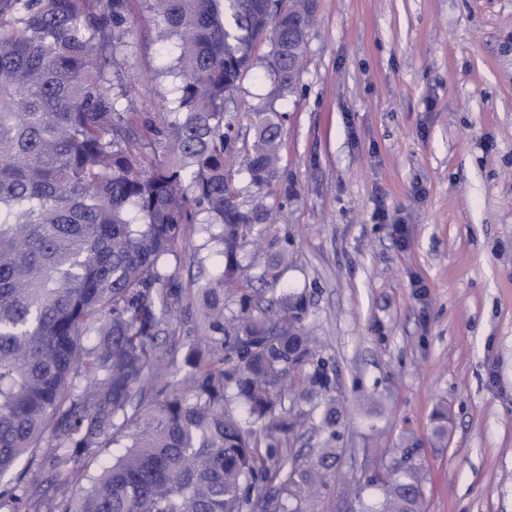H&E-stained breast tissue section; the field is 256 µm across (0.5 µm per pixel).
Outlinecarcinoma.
Wrapping results in <instances>:
<instances>
[{
	"label": "carcinoma",
	"instance_id": "obj_1",
	"mask_svg": "<svg viewBox=\"0 0 512 512\" xmlns=\"http://www.w3.org/2000/svg\"><path fill=\"white\" fill-rule=\"evenodd\" d=\"M178 54L176 118L138 121L113 71L130 47L128 0H0V512H309L337 459L331 359L307 335L304 296L259 306L239 251L267 223L226 168L224 131L255 46L272 81L247 149L251 184L277 179L316 0H146ZM157 144L163 153L148 154ZM204 212L221 227L185 394L147 382L174 363L182 302L165 258ZM306 402L292 411L285 401ZM317 417L318 465L290 436ZM407 448L375 470L382 512H423ZM88 482L77 493L15 475L21 460Z\"/></svg>",
	"mask_w": 512,
	"mask_h": 512
}]
</instances>
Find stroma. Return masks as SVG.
Returning a JSON list of instances; mask_svg holds the SVG:
<instances>
[{
    "instance_id": "obj_1",
    "label": "stroma",
    "mask_w": 512,
    "mask_h": 512,
    "mask_svg": "<svg viewBox=\"0 0 512 512\" xmlns=\"http://www.w3.org/2000/svg\"><path fill=\"white\" fill-rule=\"evenodd\" d=\"M129 13L127 89L156 119L176 48L143 0ZM305 42L297 92L274 101L264 247L240 259L258 301L307 295L308 329L336 367L342 454L310 508L379 512L365 479L412 440L425 512H512V0H318ZM267 52L224 114L243 139L270 102ZM218 232L189 226L168 259L178 336L198 334Z\"/></svg>"
}]
</instances>
